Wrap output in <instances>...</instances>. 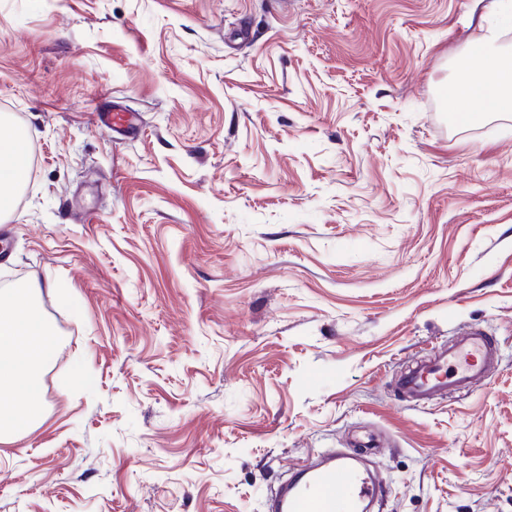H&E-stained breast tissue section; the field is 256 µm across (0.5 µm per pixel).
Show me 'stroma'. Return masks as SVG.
I'll use <instances>...</instances> for the list:
<instances>
[{
  "label": "stroma",
  "instance_id": "stroma-1",
  "mask_svg": "<svg viewBox=\"0 0 512 512\" xmlns=\"http://www.w3.org/2000/svg\"><path fill=\"white\" fill-rule=\"evenodd\" d=\"M488 24L511 61L506 0H0V286L58 337L0 512H267L367 443L379 512H512V114L444 95ZM471 323L495 369L413 406ZM95 120L101 128L120 136H127L134 130L133 115L130 112L121 110L100 112L96 110ZM29 134L0 137V215L8 212L14 201V192L28 177L26 164Z\"/></svg>",
  "mask_w": 512,
  "mask_h": 512
}]
</instances>
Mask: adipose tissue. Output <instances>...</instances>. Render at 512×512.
<instances>
[{
    "instance_id": "adipose-tissue-1",
    "label": "adipose tissue",
    "mask_w": 512,
    "mask_h": 512,
    "mask_svg": "<svg viewBox=\"0 0 512 512\" xmlns=\"http://www.w3.org/2000/svg\"><path fill=\"white\" fill-rule=\"evenodd\" d=\"M494 42L490 34L475 45L478 64H464L450 85L449 107L466 121L512 112V64L496 55ZM487 66L500 73V81L485 79ZM28 142L25 134L0 137V214L11 209L15 190L28 177ZM40 291L36 283L19 295L0 291V442L18 436L43 414L39 382L56 349V336L33 304Z\"/></svg>"
}]
</instances>
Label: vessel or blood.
I'll use <instances>...</instances> for the list:
<instances>
[{"label": "vessel or blood", "instance_id": "1", "mask_svg": "<svg viewBox=\"0 0 512 512\" xmlns=\"http://www.w3.org/2000/svg\"><path fill=\"white\" fill-rule=\"evenodd\" d=\"M95 120L121 136L134 129L132 114L121 110L96 112ZM496 357L494 341L481 329L467 326L426 363L402 374L399 389L410 401L423 404L442 398L448 390L467 392L494 368ZM383 492L362 457L328 448L274 494L269 512H373Z\"/></svg>", "mask_w": 512, "mask_h": 512}]
</instances>
